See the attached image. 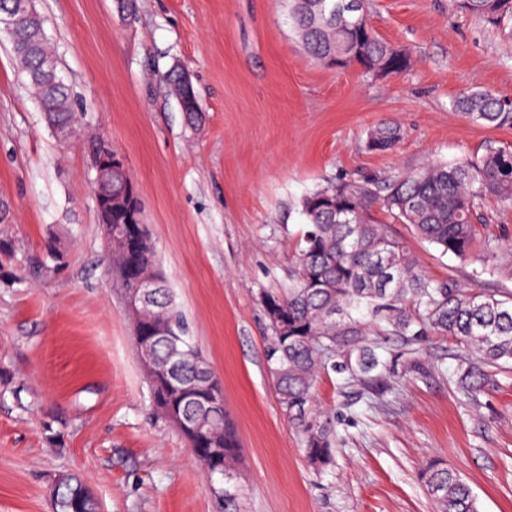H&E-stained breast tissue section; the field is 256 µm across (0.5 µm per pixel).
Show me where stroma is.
<instances>
[{"mask_svg": "<svg viewBox=\"0 0 512 512\" xmlns=\"http://www.w3.org/2000/svg\"><path fill=\"white\" fill-rule=\"evenodd\" d=\"M80 129L59 142L0 34V512H53L63 473L100 512H435L419 474L442 459L480 512H512V372L464 397L461 352L431 335L403 344L391 392L321 375L317 408L339 442L318 470L302 452L266 359V294L288 289L308 193L341 179L392 175L512 148V128L461 118L463 92L512 98V24L488 26L448 0H370L369 21L411 66L386 78L326 67L303 50L286 0H37ZM186 72L200 112L188 121L164 80ZM395 126L394 150L367 147ZM125 159L145 224L193 345L224 387L240 449L236 473L205 470L151 404L132 326L111 285L92 192L89 136ZM495 275L512 293V203L481 207ZM405 242L419 270L468 282L463 262ZM63 253L47 259V243ZM40 257L45 269L28 280Z\"/></svg>", "mask_w": 512, "mask_h": 512, "instance_id": "1", "label": "stroma"}]
</instances>
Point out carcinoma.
Returning a JSON list of instances; mask_svg holds the SVG:
<instances>
[{
    "label": "carcinoma",
    "instance_id": "carcinoma-1",
    "mask_svg": "<svg viewBox=\"0 0 512 512\" xmlns=\"http://www.w3.org/2000/svg\"><path fill=\"white\" fill-rule=\"evenodd\" d=\"M341 0H324L330 17L318 22L308 6L290 0L291 22L308 54L331 66L357 65L369 75L383 70L401 74L410 66L407 50L392 51L371 27L365 6L360 18L338 12ZM457 9L497 27L512 21V0H452ZM51 55L48 43L31 54L16 57L26 78L36 72L42 58ZM166 80L189 121L198 117L194 87L180 84L176 74ZM45 119L67 123L76 117L68 88L51 95L40 83H31ZM453 107L473 123L512 128L509 102L487 90L459 96ZM400 131L382 126L369 136L368 148L392 149ZM489 198L512 202V150L489 149L481 156L453 162H433L417 172L339 181L317 189L302 200L308 224L297 241L295 282L285 294H270L265 302L288 315V335L269 321L267 361L288 421L302 436L308 463L321 469L332 462L337 437L334 427L312 400L321 373L332 371L343 382H358L380 394L390 390L400 355L390 351L381 359L375 351L365 318L383 324L385 334L412 343L433 332L446 336L463 352L458 384L472 399L486 391L495 372L512 368V293L502 295L475 286L493 266L473 272V283L436 282L417 271L404 244L391 235L384 215L413 226L416 234L444 254L469 260L479 245L478 210ZM348 210V224L338 221ZM140 247L128 263L112 268L113 284L126 291L143 277L165 280L148 226L139 225ZM159 317L187 336L182 314L174 307L170 290L156 289ZM146 354L155 359L172 355L165 339H147ZM181 380H193L195 347L185 343ZM157 413L169 410L189 421L206 403L204 395L182 398L164 381L149 383ZM200 463L210 471L229 474L237 458L238 437L227 412L216 413L211 430L195 432L187 424L178 428ZM439 512H479L466 480L439 460L420 475ZM84 481L69 474L60 485L56 512H98V503L81 497Z\"/></svg>",
    "mask_w": 512,
    "mask_h": 512
}]
</instances>
